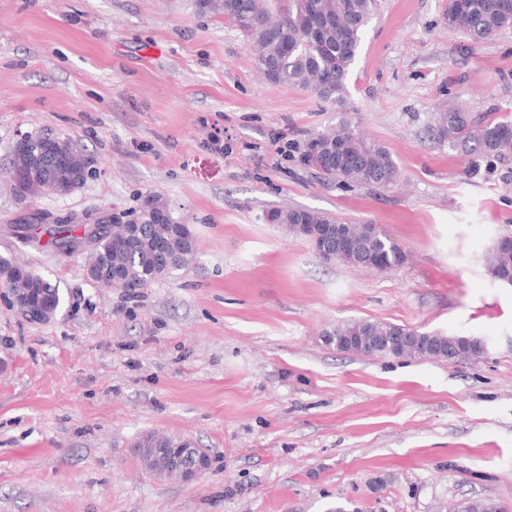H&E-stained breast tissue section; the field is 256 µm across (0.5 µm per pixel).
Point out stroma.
<instances>
[{
  "label": "stroma",
  "instance_id": "1",
  "mask_svg": "<svg viewBox=\"0 0 512 512\" xmlns=\"http://www.w3.org/2000/svg\"><path fill=\"white\" fill-rule=\"evenodd\" d=\"M448 0H376L344 108L255 69L240 31L194 0H0V257L61 305L27 320L0 288V512H512V286L486 271L512 233V161L437 136L449 106L512 120V28L471 42ZM342 121L392 155L387 187L345 189L302 157ZM65 138L85 180L36 207L122 214L166 200L196 243L137 295L85 255L9 231L21 134ZM302 208L383 228L409 253L377 272L328 265L270 223ZM357 319L490 336L478 361L340 353ZM191 440L203 478L156 479L137 441Z\"/></svg>",
  "mask_w": 512,
  "mask_h": 512
}]
</instances>
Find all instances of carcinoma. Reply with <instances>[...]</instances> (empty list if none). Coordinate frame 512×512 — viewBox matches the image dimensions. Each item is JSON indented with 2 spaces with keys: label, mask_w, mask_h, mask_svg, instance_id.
Masks as SVG:
<instances>
[{
  "label": "carcinoma",
  "mask_w": 512,
  "mask_h": 512,
  "mask_svg": "<svg viewBox=\"0 0 512 512\" xmlns=\"http://www.w3.org/2000/svg\"><path fill=\"white\" fill-rule=\"evenodd\" d=\"M196 9L235 25L242 17L248 24L242 29L247 50L258 70L272 83L311 91L329 105L344 103L347 82L355 64L363 32L374 8V0H288V6L272 17L266 0H196ZM445 21L448 27L464 33L474 42L487 40L512 28V0H448ZM439 137L458 154L490 160L512 159V121L490 116H475L452 108L438 121ZM62 144V149L47 150L48 158L25 166L27 178L74 188L85 178L87 160L70 149L67 142L37 139L41 150ZM316 152L326 159L320 171L339 184L352 186H388L398 177L392 155L382 146L360 137L346 122L331 125L311 134L304 143L303 155ZM17 200L29 213L13 225L15 236L24 243L47 236L45 246L62 254L71 252L84 234L96 240L98 279L137 295L156 281L188 267L194 259L195 243L186 225L169 216L168 205L158 197L150 198L135 221L112 217V231L106 225L74 224L70 218L45 221L37 215L25 197ZM269 222L282 224L288 232L309 240L326 263H342L377 271H386L406 263L407 253L384 230L370 234L346 218L304 209L274 210ZM345 247L336 249V237ZM490 277L499 282L512 280V239L503 237L488 257ZM8 287L14 303L47 305L57 309L58 291L39 273L8 258H0V285ZM401 326L368 319L338 324L325 331V342L338 352H356L379 358L446 360L436 348L451 349L460 360H471L483 353L485 337L447 335L439 331L414 330V339L405 345L381 346L378 336H389ZM190 448L186 439L147 435L139 448ZM463 512H502L498 503L484 498L466 502Z\"/></svg>",
  "instance_id": "obj_1"
}]
</instances>
